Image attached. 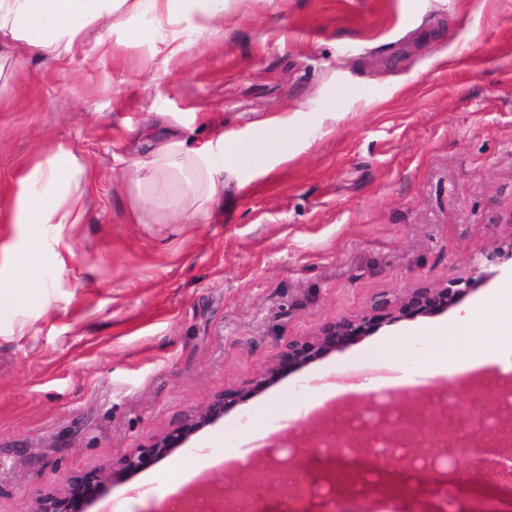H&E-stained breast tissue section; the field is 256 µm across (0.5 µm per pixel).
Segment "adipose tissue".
<instances>
[{
    "mask_svg": "<svg viewBox=\"0 0 512 512\" xmlns=\"http://www.w3.org/2000/svg\"><path fill=\"white\" fill-rule=\"evenodd\" d=\"M148 15L152 24L134 29V42L161 41L186 49L188 22L196 17L215 22L224 17V0H0V33L25 40L44 61L71 51L75 42L94 36L103 43L109 32L125 27L130 16ZM138 190L135 223H146L160 202H168L184 223L219 206L224 168L214 162L209 144L170 134L158 139L150 159L128 173ZM91 179L88 166L74 152L58 147L19 179L13 214L17 224L45 229L44 239L59 243L66 226L81 223ZM0 311L18 312L40 303L30 265L12 262L10 246L0 247ZM493 332L495 343L484 340ZM428 347L413 348L404 337L388 336L365 353L371 365L388 366L395 385L411 387L420 378L451 377L466 371L507 373L512 368V282L497 288L451 320L426 329Z\"/></svg>",
    "mask_w": 512,
    "mask_h": 512,
    "instance_id": "obj_1",
    "label": "adipose tissue"
}]
</instances>
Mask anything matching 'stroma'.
I'll return each instance as SVG.
<instances>
[{"instance_id": "35a3bbf8", "label": "stroma", "mask_w": 512, "mask_h": 512, "mask_svg": "<svg viewBox=\"0 0 512 512\" xmlns=\"http://www.w3.org/2000/svg\"><path fill=\"white\" fill-rule=\"evenodd\" d=\"M175 56L114 30L43 63L0 50V245L47 290L0 317V512L104 467L213 396L248 385L289 340L359 317L381 298L464 281L512 242V0H227L218 36ZM283 126L261 166L226 165L224 200L194 224L166 206L131 220L127 177L157 126L227 148L258 120ZM91 167L82 223L34 249L13 224L18 180L58 146ZM382 328L282 378L171 456L195 487L246 410L360 363ZM499 379L451 392L452 421L496 412ZM235 508L277 506L284 477L211 467ZM148 468L111 486L112 512H155Z\"/></svg>"}]
</instances>
